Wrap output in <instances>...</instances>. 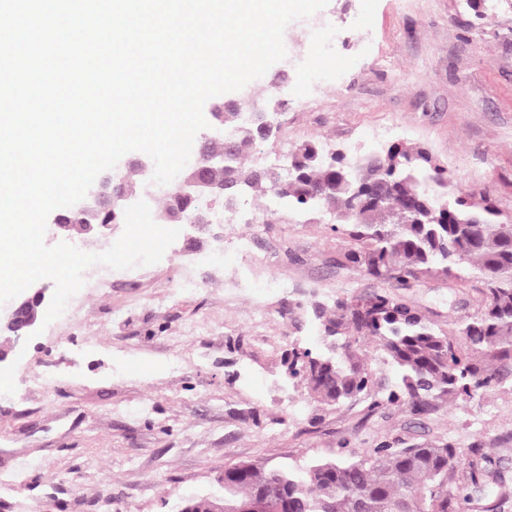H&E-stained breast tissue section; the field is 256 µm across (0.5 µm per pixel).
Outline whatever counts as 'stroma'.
Returning <instances> with one entry per match:
<instances>
[{
	"mask_svg": "<svg viewBox=\"0 0 512 512\" xmlns=\"http://www.w3.org/2000/svg\"><path fill=\"white\" fill-rule=\"evenodd\" d=\"M313 18L333 39L303 40V20L292 21L303 66L279 61L243 89L258 106L282 104L263 153L309 141L349 155L415 143L461 189L512 216V0H328ZM239 229L254 251L248 302L224 293L238 256L184 224L159 262L114 278L107 296L81 288L25 352H11L16 392L0 395V475L18 480L0 493V512H179L185 500L221 495L226 467L302 469L336 457L344 439L354 448L479 440L512 476V377L427 416L365 399L316 414L282 364L289 343L322 344L306 302L377 284L340 266L347 241L323 214L273 207ZM186 265L195 285L175 291ZM282 276L293 293L275 288ZM395 294L447 329L480 299L434 279ZM257 312L268 322L262 339ZM43 370L45 389L25 386Z\"/></svg>",
	"mask_w": 512,
	"mask_h": 512,
	"instance_id": "35a3bbf8",
	"label": "stroma"
}]
</instances>
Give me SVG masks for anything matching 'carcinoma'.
<instances>
[{"label":"carcinoma","instance_id":"cac0c4a2","mask_svg":"<svg viewBox=\"0 0 512 512\" xmlns=\"http://www.w3.org/2000/svg\"><path fill=\"white\" fill-rule=\"evenodd\" d=\"M224 132L236 142L231 160L210 166L208 191L224 188L225 208L239 195L269 193L303 212L331 211L330 229L350 242L339 264L399 288L425 279L481 285V304L454 330L430 319L421 307L386 290L319 301L311 309L327 351L295 343L284 358L288 378L305 384L313 405L339 409L371 399L370 408L405 405L429 415L458 399L481 400L512 372V221L497 204L458 189L454 175L424 147H387L372 159L329 157L320 143L303 142L288 152L285 175L242 159L264 140L256 126L239 122L237 107L224 109ZM202 195L172 193L162 212L170 221L201 210ZM366 341L393 368L374 377L360 347ZM341 457L294 471L247 462L225 478V512L261 501L266 512H464L469 498L454 495L461 459L472 483L489 462L480 442L458 448L382 441L373 448L340 444Z\"/></svg>","mask_w":512,"mask_h":512}]
</instances>
